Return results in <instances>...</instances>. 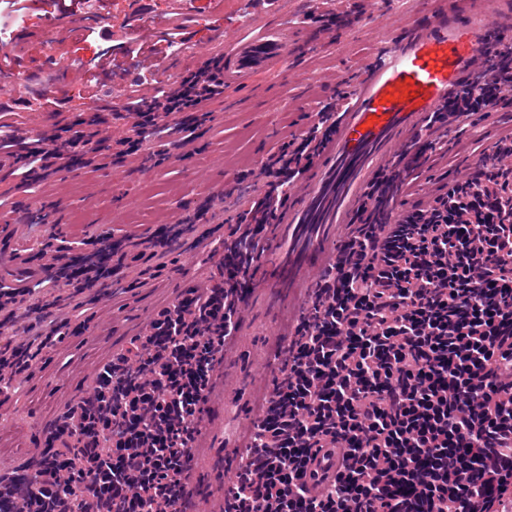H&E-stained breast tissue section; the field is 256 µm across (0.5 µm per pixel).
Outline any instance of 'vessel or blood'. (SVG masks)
Wrapping results in <instances>:
<instances>
[{
	"label": "vessel or blood",
	"mask_w": 512,
	"mask_h": 512,
	"mask_svg": "<svg viewBox=\"0 0 512 512\" xmlns=\"http://www.w3.org/2000/svg\"><path fill=\"white\" fill-rule=\"evenodd\" d=\"M30 43L19 28L11 51L15 76L0 80V104L32 107L42 92L43 75L24 58ZM512 47V9L490 10L488 0H461L457 15L434 14L426 23H408L404 35L380 45L346 96L337 99L341 117L331 142L319 149L313 176L294 193V203L279 214L274 231L287 241V252L272 251L254 264L245 290L244 315L237 347L224 357V375L207 400L205 431L195 452L197 467L232 465L242 450L239 433L253 420L252 395L264 380L258 374L271 352L269 341L281 334L273 302L302 298L324 268L334 241L355 215L371 207L376 182L399 161L404 150L456 124L448 104L470 77L483 68L487 53ZM288 56L283 29H270L266 40L236 45L224 59V85L238 86L258 72L279 66ZM445 119L427 126L428 116ZM24 233L14 225L0 243V275L24 279L32 268L14 245ZM339 452L317 449L306 480L328 483L338 468Z\"/></svg>",
	"instance_id": "b4317fda"
}]
</instances>
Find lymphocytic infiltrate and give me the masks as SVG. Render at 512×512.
<instances>
[{
	"label": "lymphocytic infiltrate",
	"mask_w": 512,
	"mask_h": 512,
	"mask_svg": "<svg viewBox=\"0 0 512 512\" xmlns=\"http://www.w3.org/2000/svg\"><path fill=\"white\" fill-rule=\"evenodd\" d=\"M224 97V58L186 70L177 86L156 82L151 98L128 97L124 110L135 154L152 136L186 145L199 115ZM95 111L28 137L0 129L9 175L33 183L59 168L103 166L110 150ZM336 129L326 104L302 134L264 165V192L239 213L218 248L223 283L189 288L185 301L151 318L132 349L111 357L94 387L56 418L41 452L50 464L27 493L49 512H185L194 444L206 394L239 334L237 282L271 246L265 228L306 182L312 145ZM208 212L200 206L150 237L92 252L57 255L23 285L0 280V329L15 326L18 304L56 289L51 308L86 305L91 288L148 284L144 257L165 259L173 243ZM68 319L0 347V397L31 377L36 358L61 340ZM245 452L224 486V512H512V136L480 166L441 185L427 207L388 222L381 207L339 240L302 305L287 342L269 365ZM317 448L342 451L327 488L305 480ZM78 466L59 478L68 455ZM69 492H61V481Z\"/></svg>",
	"instance_id": "f902f5d3"
}]
</instances>
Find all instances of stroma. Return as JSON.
<instances>
[{
	"instance_id": "stroma-1",
	"label": "stroma",
	"mask_w": 512,
	"mask_h": 512,
	"mask_svg": "<svg viewBox=\"0 0 512 512\" xmlns=\"http://www.w3.org/2000/svg\"><path fill=\"white\" fill-rule=\"evenodd\" d=\"M102 17L78 23L29 10L24 22L33 31L27 50L29 66L51 70L53 56L82 61L74 73L48 79L50 104L32 113L16 104L0 109V125L25 129L39 122L46 130L72 122L90 96L85 81L87 63L100 54L120 57L119 37L129 30L145 33L166 30L173 0H105ZM195 20L184 25L178 50L163 49L160 62L136 71L121 81L120 95L110 98L113 109L109 128L113 137L131 135L132 120L121 106L140 84L161 79L171 83L186 68L188 56L231 53L236 42L260 41L269 28L288 35V57L274 70L254 75L229 88L223 101L212 106V118L197 130L185 148H164L162 142L145 144L143 155L113 161L93 171L73 167L44 182L20 185L10 176L0 178V236L9 224L28 221L30 204H45L61 246H76L104 237L120 239L134 234L148 237L155 226L172 224L194 213L210 196L227 186L252 199L261 183L248 178L249 170L277 151L287 137L310 123L309 115L335 101L354 81L365 59L396 30L366 19L362 0H194ZM336 19L335 43H322L309 19L312 14ZM112 28L118 38L103 41L99 29ZM512 130V101L497 104L492 112L473 114L444 137V149L427 151L414 173L411 186L402 190L397 205L418 203L419 194L451 181L458 167L471 162ZM169 160H149L159 150ZM237 211L233 201L211 206L206 223L185 233L174 251L173 263L147 288H118L104 300L79 308L72 332L39 357L33 376L22 384L7 412L0 413V438L15 446L0 453V466L28 467L36 458L52 422L68 401L93 384V370L115 354L125 352L133 337L143 335L150 315L195 284L222 277L204 248L194 247L196 237L222 239L228 221Z\"/></svg>"
}]
</instances>
